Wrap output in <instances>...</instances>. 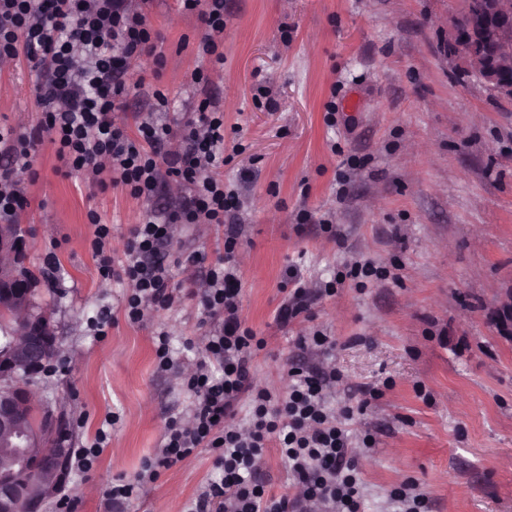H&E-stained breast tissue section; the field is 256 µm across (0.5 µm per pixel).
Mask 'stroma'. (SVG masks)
<instances>
[{
  "instance_id": "stroma-1",
  "label": "stroma",
  "mask_w": 512,
  "mask_h": 512,
  "mask_svg": "<svg viewBox=\"0 0 512 512\" xmlns=\"http://www.w3.org/2000/svg\"><path fill=\"white\" fill-rule=\"evenodd\" d=\"M459 0H224V71L204 95L224 113V177L246 197L247 237L239 250L241 317L267 341L253 362L256 385L283 389L297 334L310 326L336 339L343 375L336 403L358 388L393 386L350 423L362 450V512H397L390 491L413 479L431 512H512V339L491 325L512 303V105L448 58V22ZM156 51L132 62L143 86L131 88L118 119L136 128L154 90L182 118L200 64L196 16L179 0H152ZM39 74L26 60L0 69V127H31L40 107ZM269 86L270 96L259 95ZM335 109L337 124L325 115ZM241 152H234V145ZM363 158L346 200L336 176L349 156ZM51 145L22 174L26 207L23 265L37 278L66 369L42 377L36 405L48 404L72 428V447L91 443L107 415L111 437L89 479L70 484L77 512H112L113 479L133 477L160 439L168 414L187 402L175 374L158 373L154 334L165 329L185 363L198 339L192 301L140 324L124 314L126 287L98 278L87 214L112 224V250L124 256L127 231L145 211L167 207L119 189L63 176ZM308 210L314 223L296 231ZM335 216L344 237L327 239L319 217ZM60 248H53L54 240ZM55 249L60 281L49 285L43 259ZM367 255L403 268L397 283L346 286L313 308L314 322L283 326L275 311L286 266L312 284ZM110 313L96 341L90 323ZM427 397H419L418 386ZM82 426H75L76 418ZM218 471L208 451L163 472L127 512H184Z\"/></svg>"
}]
</instances>
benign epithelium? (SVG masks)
Wrapping results in <instances>:
<instances>
[{"label": "benign epithelium", "mask_w": 512, "mask_h": 512, "mask_svg": "<svg viewBox=\"0 0 512 512\" xmlns=\"http://www.w3.org/2000/svg\"><path fill=\"white\" fill-rule=\"evenodd\" d=\"M462 10L479 20L480 28L470 32L461 40L458 49L475 53L476 48L488 44L495 48L512 41V17L500 14L498 0H463ZM497 51L486 55L480 82L492 91L496 97L512 100V83L504 84L497 77ZM18 275L0 267V308L12 306L24 299L22 290L17 287ZM25 362L26 380H21L13 350L11 329L0 331V430L12 432L14 467L0 472V512H41L43 500L31 496L29 492V472L35 467L38 471L53 476L66 465V443L69 433L60 423V417L48 410L40 417L41 430L55 434V439L48 447L41 449L37 456H32L31 448L36 437L17 428L21 407L29 402V390L36 381V374L46 361L47 355L56 349L57 341L53 330L38 313H30L26 327Z\"/></svg>", "instance_id": "obj_1"}]
</instances>
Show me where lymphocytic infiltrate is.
I'll list each match as a JSON object with an SVG mask.
<instances>
[{"label": "lymphocytic infiltrate", "instance_id": "obj_1", "mask_svg": "<svg viewBox=\"0 0 512 512\" xmlns=\"http://www.w3.org/2000/svg\"><path fill=\"white\" fill-rule=\"evenodd\" d=\"M151 0H0V68L26 58L42 73L34 86L42 112L27 132L0 130V223L10 224L27 200L19 175L32 167L43 143L53 145L66 174L78 173L100 186L112 185L130 197L151 201L162 179L184 186L167 211L146 212L128 230L124 259L110 247L111 225L89 212L90 250L100 279L126 286L125 316L143 322L150 312L195 301L198 342L195 370L181 389L189 403L169 415L159 448L145 458L130 480H116L107 492L114 512H123L144 487L176 464L208 450L220 471L206 481L186 512H361L362 479L358 447H373L365 434L353 446L348 423L381 389L364 388L356 403L333 405L340 374L325 356L335 338L320 329L299 336V358L288 366V389L273 393L252 385V366L266 341L239 316L242 282L236 259L241 198L224 181V114L203 99L186 118L167 120L169 100L154 91L153 110L136 131L117 121L129 89V62L154 53L149 20ZM203 29L197 55L212 71L194 69L195 85L212 82L224 66V0H180ZM209 224L224 231V254L190 287L176 284L172 266L159 255L172 244L175 225ZM288 289L276 318L284 325L311 318L313 306L335 296L338 286L365 289L371 281L392 278L389 267L356 257L337 278L312 288L296 268L285 271ZM245 417H238V409ZM276 446L288 467L295 494L269 491L261 477L265 452Z\"/></svg>", "mask_w": 512, "mask_h": 512}]
</instances>
